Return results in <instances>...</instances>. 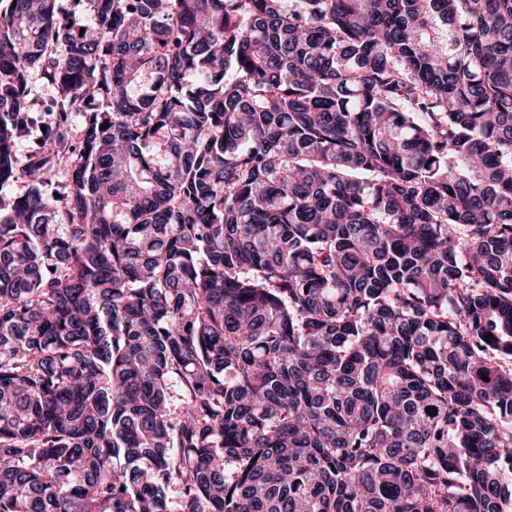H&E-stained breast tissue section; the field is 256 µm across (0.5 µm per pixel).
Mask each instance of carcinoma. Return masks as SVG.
<instances>
[{
  "instance_id": "obj_1",
  "label": "carcinoma",
  "mask_w": 512,
  "mask_h": 512,
  "mask_svg": "<svg viewBox=\"0 0 512 512\" xmlns=\"http://www.w3.org/2000/svg\"><path fill=\"white\" fill-rule=\"evenodd\" d=\"M72 2L0 0V512H512V0ZM31 98L34 100L35 107L41 110V115L50 119L51 113L43 112L56 97V91L53 87L45 84L37 72H33L30 77Z\"/></svg>"
}]
</instances>
